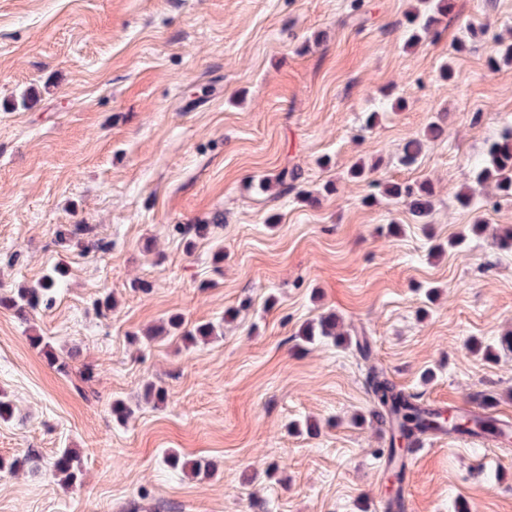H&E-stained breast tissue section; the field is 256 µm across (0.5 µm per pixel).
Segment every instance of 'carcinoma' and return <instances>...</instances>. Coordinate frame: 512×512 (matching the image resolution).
I'll use <instances>...</instances> for the list:
<instances>
[{"instance_id": "carcinoma-1", "label": "carcinoma", "mask_w": 512, "mask_h": 512, "mask_svg": "<svg viewBox=\"0 0 512 512\" xmlns=\"http://www.w3.org/2000/svg\"><path fill=\"white\" fill-rule=\"evenodd\" d=\"M418 7L406 15V24L409 31L408 45L419 43L423 36L436 30L444 17L453 8L452 0H417ZM484 34V28L467 26L462 35L457 38L453 49L457 53L464 52ZM298 167L283 168L275 178V184L280 192L288 193L295 188V182L300 178ZM473 182L482 186L492 183L499 193L505 197H512V127H507L500 133L498 139L489 146L484 160L473 169ZM371 184L377 188L380 196L402 203L408 207L413 216L425 220L432 210L434 188L428 181L414 183L376 182ZM66 276V268L56 265L54 268L34 285L27 288H11L0 291V307L13 310L19 314H26L27 310L43 299L50 298ZM221 325L212 322L201 323L190 329L184 326V320L178 313L170 315L167 320L153 330L148 331L144 339L151 342L164 334H178L186 346H194L218 335ZM294 339L304 345H315L322 342L352 343L364 356L368 355V341L351 336L350 330L339 316L327 313L302 325ZM32 344L39 348L46 357L48 364L61 373L69 371V359L58 355L49 342L41 336L31 337ZM367 382L372 397L370 414L376 419L389 414L394 419L393 435H400L410 441L420 434L446 432L450 435L476 436L481 433L494 434L496 425L482 416L474 414L454 413L452 417L462 422H468L466 428L445 424L444 412L430 410L423 407L418 394L407 393L397 386L378 368L371 366L367 372ZM142 399L158 407L165 404L167 391L153 382L144 385ZM391 473L395 479L401 478L404 468L406 449L400 450L390 447L384 451ZM166 463L174 471H182L194 478H207L210 476V463L203 459L186 460L178 452L171 451L166 455ZM28 467L31 471L39 470L38 458L28 456L23 460L8 462L0 459V470L11 472ZM82 459L78 452L65 448L58 453L51 462V475L65 486L76 483L81 476Z\"/></svg>"}]
</instances>
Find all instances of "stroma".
I'll return each mask as SVG.
<instances>
[{
	"instance_id": "1",
	"label": "stroma",
	"mask_w": 512,
	"mask_h": 512,
	"mask_svg": "<svg viewBox=\"0 0 512 512\" xmlns=\"http://www.w3.org/2000/svg\"><path fill=\"white\" fill-rule=\"evenodd\" d=\"M351 2L0 0V289L67 270L49 307L0 308V395L14 406L0 458L42 462L0 473V512H365L385 494L387 442L353 420L370 409L355 347L294 339L324 312L368 336L372 361L423 402L490 395L512 409V352L468 350L512 330V250L491 236L512 227V197L456 198L512 126V65L488 64L512 37V0H454L412 49L415 0H362L361 26ZM467 23L487 34L454 54ZM439 116L444 134L404 165L405 143ZM377 159L374 179L434 182L428 223L366 203L370 180L348 170ZM287 164L301 188L334 193L310 207L262 192ZM478 216L488 233L434 255ZM181 224L211 230L189 242ZM78 226L79 246L62 243ZM174 312L224 333L188 349L129 343ZM37 335L74 352L69 374ZM149 381L168 392L161 407L142 401ZM116 400L135 408L127 424ZM307 419L318 432L291 430ZM64 448L83 459L70 487L48 470ZM170 450L217 472L173 471ZM412 469L409 512H512V442L436 437ZM32 344L39 348L40 351L46 357L48 364L55 368L58 372L67 373L69 371V359L72 358V354L68 358L58 355L49 342L44 341L42 336L31 337Z\"/></svg>"
}]
</instances>
